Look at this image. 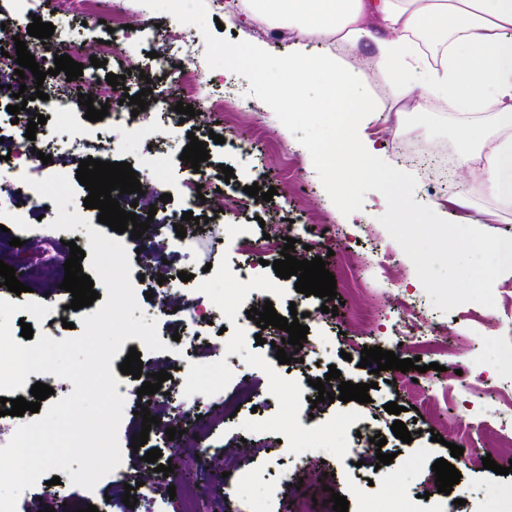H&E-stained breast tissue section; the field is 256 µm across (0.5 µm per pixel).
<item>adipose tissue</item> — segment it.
<instances>
[{
  "instance_id": "1",
  "label": "adipose tissue",
  "mask_w": 512,
  "mask_h": 512,
  "mask_svg": "<svg viewBox=\"0 0 512 512\" xmlns=\"http://www.w3.org/2000/svg\"><path fill=\"white\" fill-rule=\"evenodd\" d=\"M256 24L326 33L338 50L369 48L359 72L344 69L336 53H304L278 60L288 88L289 112H320L335 129L328 157L332 180L381 176L388 137L397 135L417 98L444 102L457 124L456 153L463 178L457 192L430 201L432 212L466 207L473 192L512 211V0H228ZM383 68L397 106L388 127L366 98L350 100L348 88L372 66ZM322 78L323 93L310 103L300 89ZM490 112L491 124L481 115Z\"/></svg>"
}]
</instances>
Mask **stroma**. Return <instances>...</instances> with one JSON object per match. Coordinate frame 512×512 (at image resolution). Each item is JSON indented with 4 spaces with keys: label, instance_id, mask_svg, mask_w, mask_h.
<instances>
[{
    "label": "stroma",
    "instance_id": "obj_1",
    "mask_svg": "<svg viewBox=\"0 0 512 512\" xmlns=\"http://www.w3.org/2000/svg\"><path fill=\"white\" fill-rule=\"evenodd\" d=\"M209 17L219 18L224 38L251 42L274 54H284L293 44H301L312 53L326 51V44L307 36L275 35L273 28L246 21L228 12L222 0H205ZM101 12L114 17L121 40L118 52L105 66L90 63L99 43L109 33L91 17L81 21L54 13L51 0H32L24 24L33 17L52 23L53 41L72 39L74 61L82 63L83 74L75 79L82 94L97 93L99 81L107 74L125 76L134 83L140 72L149 70L148 52L160 47L175 50L176 28L169 14L158 13L140 0H101ZM213 79L223 80L227 91L223 109L207 108L202 115L180 128L156 137L151 128L157 123L153 109L139 112L133 123L106 124L93 158L130 163L143 189L135 209L138 217L149 216L156 208L155 222L166 223L175 210L184 208L180 156L188 143V133L208 145L206 168L228 166L235 177L222 194L211 196L207 210L223 209V218H210L202 230L193 231L186 241L181 268L190 273V281L181 283L174 295H154L144 299L141 280L147 267L165 273L174 242L167 232L151 234L147 239L126 238L125 247L132 266L131 281L142 300L141 307L166 305L173 315L157 317L159 337L171 343L173 335L198 332L214 335V328L197 321L199 297L224 309L227 353L234 362L231 371L214 364H194L180 353L157 352L155 369L170 372L167 385L173 404L184 395L206 396L208 403L220 402L216 386L232 391L239 380L253 387L252 407L241 408L235 417L225 418L212 431L205 444L193 439L169 441L164 427L151 428L148 448L161 451L160 464H167L170 454H177L178 464L171 474L155 471L154 464L139 460L132 448L133 435L141 424L135 414L141 380L130 382L119 429L122 468L136 476L149 475L148 496L140 498L137 512H182L186 489L197 492L202 512H287L290 486L319 491L329 486L345 496L348 512H364L367 500H376L380 512H397L401 500H409L413 512H512V474L499 475L485 469L483 457L489 456L505 466L512 460L499 454L504 436H512V403L501 400L500 387L512 384V360L502 355L512 350V272L501 275L493 287L495 305L488 308L468 302L450 312L433 307L413 263L393 240L378 218L386 209L384 197L367 193L362 211L342 215L331 201L313 165L309 152L281 124L275 113L249 93L246 78L226 69L212 70ZM456 117L428 99L417 100L400 136L390 139L386 148L389 164L410 169L418 184L414 198L427 203L435 195L449 190L447 169L457 166L455 149ZM223 136L220 144L210 142V134ZM252 142V152L238 150V143ZM18 170L0 166V260L15 269L35 271L47 262L65 263L70 256L62 236L50 223L57 216L55 207L40 208L27 204L18 188ZM275 189L276 194L262 208L248 206L247 186ZM171 194L161 202L162 194ZM27 212V221H12L14 210ZM244 224L249 235L259 238L295 239L297 259L323 257L336 279L339 306L336 313L322 312V298L299 293L294 279L276 275L272 263L279 251L267 256L247 250L229 227ZM324 224L334 225L335 237L311 239V231ZM20 246H11L12 238ZM390 255L387 269L376 260ZM219 267V274L204 276L206 265ZM271 281L278 293L273 296L277 313L303 314L309 328L307 342L315 348L304 360L279 363L270 348L257 344L251 336L238 333V319L251 308L263 307L262 293H241L243 273ZM423 313L430 325L447 326L448 349L426 350L403 344L408 333L409 311ZM378 346L399 358H420L428 369L420 374L415 387H398L396 370L372 375L359 365L363 347ZM439 370H431V363ZM340 370V379L326 380L330 368ZM325 378L327 391L337 390L340 382L366 383L370 400L319 402L311 405L318 391L311 382ZM403 406L400 415L385 411L386 403ZM402 421L413 432L411 443H404L391 430L394 421ZM364 428L365 438H358L357 428ZM442 435L434 442L433 433ZM387 442L372 443L375 434ZM462 446L463 456L452 458L450 445ZM212 448L207 461H200L202 447ZM362 449L364 461H357L354 451ZM393 454L391 464H378L377 453ZM236 458L245 472L244 481L233 491H225V457ZM452 459L461 478L450 494L431 492L435 479L433 463ZM56 485H36L20 494L16 512H83L95 505L99 512H126L124 483L115 475L105 476L94 490L71 484L67 472H60Z\"/></svg>",
    "mask_w": 512,
    "mask_h": 512
}]
</instances>
